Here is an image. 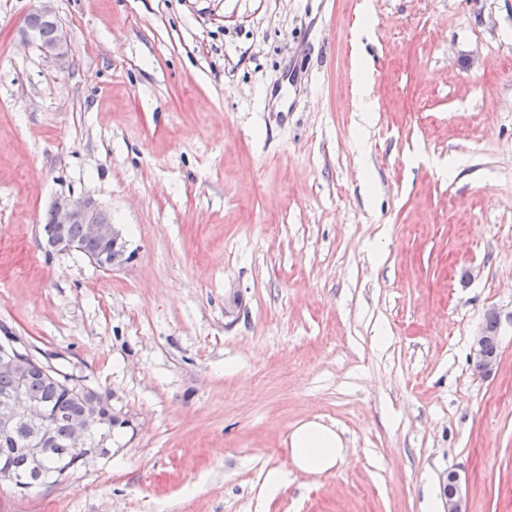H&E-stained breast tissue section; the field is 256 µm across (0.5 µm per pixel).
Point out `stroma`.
<instances>
[{"mask_svg": "<svg viewBox=\"0 0 512 512\" xmlns=\"http://www.w3.org/2000/svg\"><path fill=\"white\" fill-rule=\"evenodd\" d=\"M41 5L0 0V337L127 425L0 512H512V0H52L61 64ZM69 196L130 263L46 252ZM309 420L344 463L267 495ZM43 2L44 4L39 9L40 13L44 18L55 21L56 24L43 19L38 12H35L29 16L28 26L38 33L39 36L36 32L32 31V37L36 42H39V46L42 51L57 62L63 63L66 58V47L69 36L68 33L57 23L56 15L49 5L51 0H43ZM56 27L57 34L55 38ZM40 39L47 43H41ZM484 324L479 327L476 334L473 336L472 341V360L475 364V367L482 372L483 374H491L492 371L496 368L499 357L496 353H492L489 350V345L492 338L495 341H498L497 327L493 322L487 321H495L498 326L500 325V314L496 308H487L483 315ZM487 324V328H486ZM488 329V330H487ZM488 332L489 335L488 336ZM499 342V341H498ZM444 512H468L461 492L460 476L449 471L441 478Z\"/></svg>", "mask_w": 512, "mask_h": 512, "instance_id": "35a3bbf8", "label": "stroma"}]
</instances>
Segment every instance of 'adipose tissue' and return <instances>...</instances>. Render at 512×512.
Returning <instances> with one entry per match:
<instances>
[{
    "instance_id": "obj_1",
    "label": "adipose tissue",
    "mask_w": 512,
    "mask_h": 512,
    "mask_svg": "<svg viewBox=\"0 0 512 512\" xmlns=\"http://www.w3.org/2000/svg\"><path fill=\"white\" fill-rule=\"evenodd\" d=\"M290 442L294 465L311 474L333 470L346 455L343 441L336 431L318 421L301 424L292 433Z\"/></svg>"
}]
</instances>
